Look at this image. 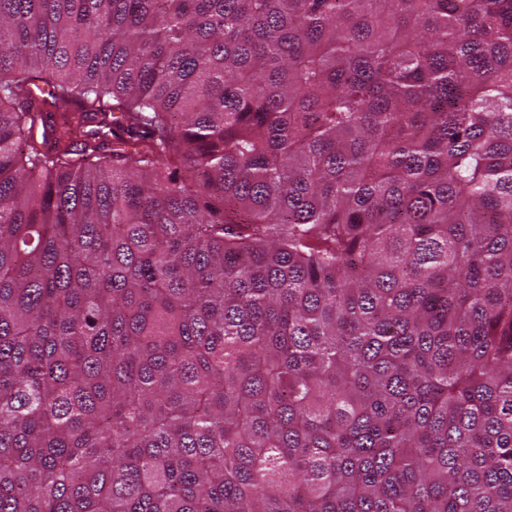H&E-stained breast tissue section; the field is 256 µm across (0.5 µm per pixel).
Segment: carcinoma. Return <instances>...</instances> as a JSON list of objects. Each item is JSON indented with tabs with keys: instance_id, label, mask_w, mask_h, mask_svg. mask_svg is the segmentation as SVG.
Returning a JSON list of instances; mask_svg holds the SVG:
<instances>
[{
	"instance_id": "obj_1",
	"label": "carcinoma",
	"mask_w": 512,
	"mask_h": 512,
	"mask_svg": "<svg viewBox=\"0 0 512 512\" xmlns=\"http://www.w3.org/2000/svg\"><path fill=\"white\" fill-rule=\"evenodd\" d=\"M0 512H512V0H0Z\"/></svg>"
}]
</instances>
